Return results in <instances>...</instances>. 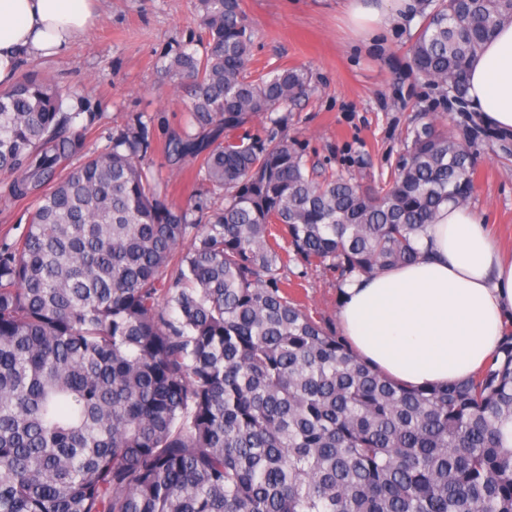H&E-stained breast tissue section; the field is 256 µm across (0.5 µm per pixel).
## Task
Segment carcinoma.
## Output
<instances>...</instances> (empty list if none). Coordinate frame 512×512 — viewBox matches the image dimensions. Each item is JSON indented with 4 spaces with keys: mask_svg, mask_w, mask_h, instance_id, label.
Wrapping results in <instances>:
<instances>
[{
    "mask_svg": "<svg viewBox=\"0 0 512 512\" xmlns=\"http://www.w3.org/2000/svg\"><path fill=\"white\" fill-rule=\"evenodd\" d=\"M413 72L461 97L512 0H422ZM202 51L163 154L205 193L167 202L143 116L86 150L31 70L0 91V172L35 198L0 243V512H512V330L426 389L358 357L288 292L290 258L369 276L424 255L470 153L429 119L383 185L326 176L286 134L303 66L249 68L243 0H197Z\"/></svg>",
    "mask_w": 512,
    "mask_h": 512,
    "instance_id": "carcinoma-1",
    "label": "carcinoma"
}]
</instances>
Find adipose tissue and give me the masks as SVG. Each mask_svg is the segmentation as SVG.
<instances>
[{
	"label": "adipose tissue",
	"instance_id": "adipose-tissue-1",
	"mask_svg": "<svg viewBox=\"0 0 512 512\" xmlns=\"http://www.w3.org/2000/svg\"><path fill=\"white\" fill-rule=\"evenodd\" d=\"M100 0H0V85L21 57L67 50L98 14ZM408 0L347 10L364 31L388 27ZM468 99L483 122L512 134V25L498 28L468 73ZM416 263L363 277L342 290L338 312L354 351L389 378L428 388L463 380L497 350L512 316V258L483 216L442 206Z\"/></svg>",
	"mask_w": 512,
	"mask_h": 512
}]
</instances>
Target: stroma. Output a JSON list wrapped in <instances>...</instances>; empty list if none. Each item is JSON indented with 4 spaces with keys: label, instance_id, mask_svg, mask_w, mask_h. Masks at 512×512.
Masks as SVG:
<instances>
[{
    "label": "stroma",
    "instance_id": "1",
    "mask_svg": "<svg viewBox=\"0 0 512 512\" xmlns=\"http://www.w3.org/2000/svg\"><path fill=\"white\" fill-rule=\"evenodd\" d=\"M195 0H102L93 23L75 35L66 52L22 59L18 71L37 69L79 101L64 111L80 113L89 149L112 139V129L144 113L155 146L179 132L187 100L162 65L175 46L197 47L201 29ZM252 31L253 67L279 64L308 68L314 93L302 100L288 128L309 159L326 171L370 187L387 177L404 151L409 127L437 114L471 153L476 189L468 201L483 215L492 237L512 254V139L482 124L467 99L441 96L415 78L408 50L421 23L408 9L369 38L358 36L345 0H244ZM9 179L0 174V240L14 239L28 223L32 200L10 199ZM301 282V300L327 328L340 327L343 287L336 270L288 265Z\"/></svg>",
    "mask_w": 512,
    "mask_h": 512
}]
</instances>
